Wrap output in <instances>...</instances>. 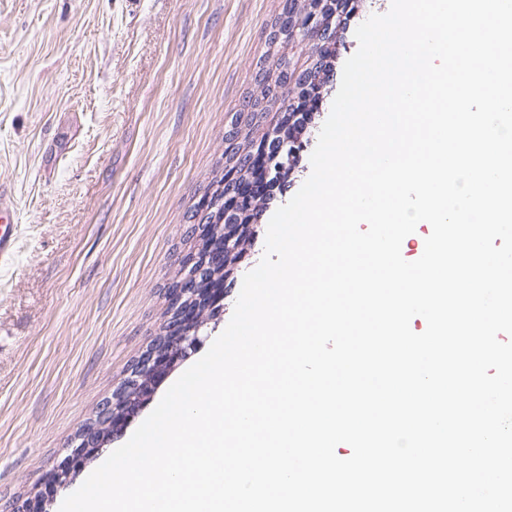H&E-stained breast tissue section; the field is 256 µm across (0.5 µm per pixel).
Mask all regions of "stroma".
<instances>
[{"mask_svg": "<svg viewBox=\"0 0 512 512\" xmlns=\"http://www.w3.org/2000/svg\"><path fill=\"white\" fill-rule=\"evenodd\" d=\"M283 0H0V191L18 229L0 266V507L37 490L160 336L195 200L260 69ZM336 27L329 88L357 27ZM266 224L224 283V314L158 386L209 350Z\"/></svg>", "mask_w": 512, "mask_h": 512, "instance_id": "1", "label": "stroma"}]
</instances>
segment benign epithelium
<instances>
[{
    "mask_svg": "<svg viewBox=\"0 0 512 512\" xmlns=\"http://www.w3.org/2000/svg\"><path fill=\"white\" fill-rule=\"evenodd\" d=\"M289 17L286 29L276 27L269 39L280 41L287 38L305 42H322L329 31L321 24L319 0H307V7L296 12L291 3H284ZM224 208L231 209L250 197V189L237 179L236 171L224 169ZM194 235L210 239L208 249L202 256L182 257L175 279V286L168 290L169 316L159 336L131 366L127 377L98 406L95 418L71 439L68 450L52 474L39 490L20 498L6 512H49L58 493L66 488L85 465L99 454L120 432L128 420L152 398L157 385L172 371L177 363L196 350L201 342L199 332L210 320L218 319L223 312L224 289L211 288L206 306L192 303L197 294V282L203 270L217 266V258L224 257V250L239 238L230 228L223 234L211 236L206 224H193Z\"/></svg>",
    "mask_w": 512,
    "mask_h": 512,
    "instance_id": "obj_1",
    "label": "benign epithelium"
}]
</instances>
